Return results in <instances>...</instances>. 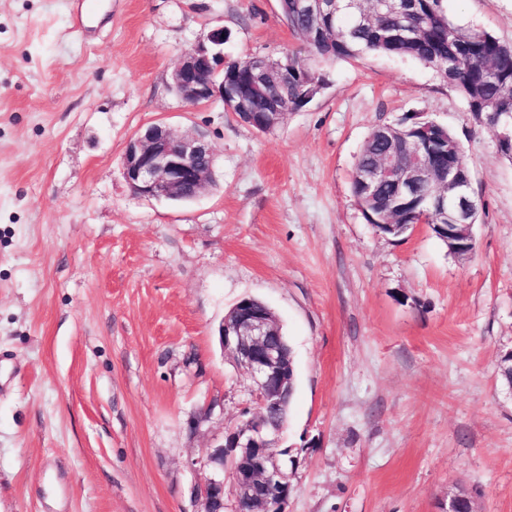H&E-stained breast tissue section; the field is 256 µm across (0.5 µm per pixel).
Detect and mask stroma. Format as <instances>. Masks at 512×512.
Wrapping results in <instances>:
<instances>
[{
    "instance_id": "obj_1",
    "label": "stroma",
    "mask_w": 512,
    "mask_h": 512,
    "mask_svg": "<svg viewBox=\"0 0 512 512\" xmlns=\"http://www.w3.org/2000/svg\"><path fill=\"white\" fill-rule=\"evenodd\" d=\"M512 44V0H444ZM0 0V512H198L191 461L254 407L217 329L245 297L292 347L281 447L286 512H439L459 489L512 512V158L432 68L321 61L278 0ZM224 56L296 54L326 85L276 130L171 85L215 26ZM418 115L465 150L476 250L425 224H368L352 172L371 130ZM204 137L214 182L175 203L134 194L129 139Z\"/></svg>"
}]
</instances>
